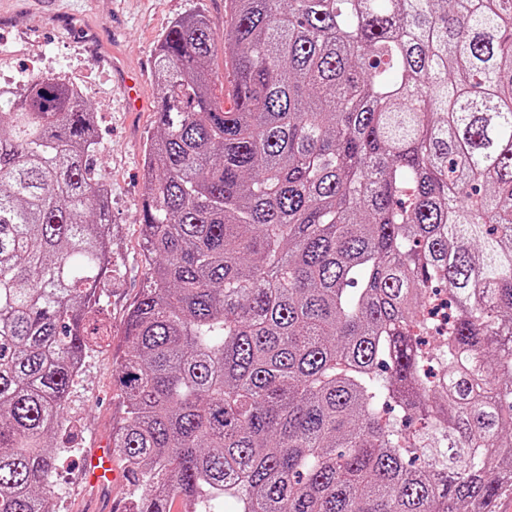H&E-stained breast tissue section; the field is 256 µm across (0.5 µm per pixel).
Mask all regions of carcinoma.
<instances>
[{
    "label": "carcinoma",
    "instance_id": "carcinoma-1",
    "mask_svg": "<svg viewBox=\"0 0 512 512\" xmlns=\"http://www.w3.org/2000/svg\"><path fill=\"white\" fill-rule=\"evenodd\" d=\"M158 41L129 512H496L512 488V0H225ZM224 51L237 95L215 97ZM97 118L0 92V512H48L112 273Z\"/></svg>",
    "mask_w": 512,
    "mask_h": 512
}]
</instances>
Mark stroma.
I'll return each instance as SVG.
<instances>
[{
  "mask_svg": "<svg viewBox=\"0 0 512 512\" xmlns=\"http://www.w3.org/2000/svg\"><path fill=\"white\" fill-rule=\"evenodd\" d=\"M202 12L224 30V0H0V88L18 89L33 73L79 87L98 121L96 168L112 198V279L100 314L111 344L91 354L66 405L69 424L54 444L63 454L52 512H125L136 486L122 480L98 489L82 482L79 462L112 445L123 415L115 359L124 347L130 307L146 285L141 243L147 138L156 129V45L178 17ZM136 78L141 97L129 103L120 84Z\"/></svg>",
  "mask_w": 512,
  "mask_h": 512,
  "instance_id": "stroma-1",
  "label": "stroma"
}]
</instances>
